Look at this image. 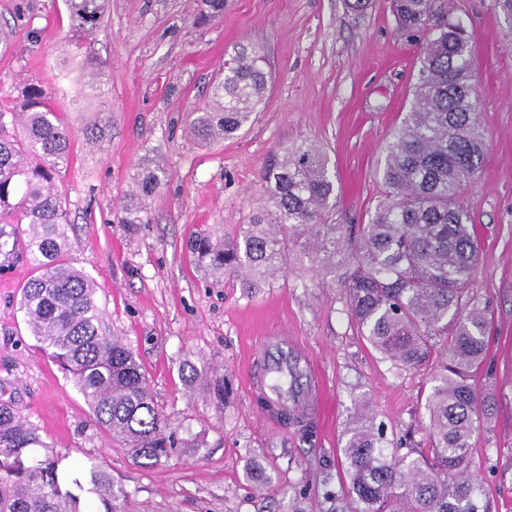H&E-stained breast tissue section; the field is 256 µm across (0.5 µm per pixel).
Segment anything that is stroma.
<instances>
[{"mask_svg":"<svg viewBox=\"0 0 512 512\" xmlns=\"http://www.w3.org/2000/svg\"><path fill=\"white\" fill-rule=\"evenodd\" d=\"M472 35L473 84L487 131L483 171L460 202L479 234L481 259L469 296L486 306V363L471 385L491 394V420L470 457L492 512H512V27L495 0H448ZM197 0H107L94 48L100 98L57 79L65 52L84 47L65 0H0V109L28 82L58 86L72 129L112 115L104 148L74 137L55 178L67 201L69 259L90 275L104 325L132 349L159 412L182 445L156 464L94 425L83 396L31 336L20 308L32 274L0 262V399L21 407L69 462L102 461L122 512H334L347 483L340 461L353 418L366 413L388 436L427 450L434 365L381 359L358 335L342 299L341 272L292 249L268 285L216 281L189 252L192 235L233 234L263 203L260 174L280 147L312 145L335 177L333 222L368 223L384 198V141L409 110L422 40H408L390 0H227L224 15L196 25ZM256 48L269 75L266 98L233 137L209 143L187 117L208 100L224 59ZM165 172L146 223H120L141 163ZM288 328L317 360L323 420L304 429L262 428L246 361L256 336ZM228 394L207 392L206 369Z\"/></svg>","mask_w":512,"mask_h":512,"instance_id":"1","label":"stroma"}]
</instances>
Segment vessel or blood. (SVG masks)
Returning a JSON list of instances; mask_svg holds the SVG:
<instances>
[{
    "label": "vessel or blood",
    "mask_w": 512,
    "mask_h": 512,
    "mask_svg": "<svg viewBox=\"0 0 512 512\" xmlns=\"http://www.w3.org/2000/svg\"><path fill=\"white\" fill-rule=\"evenodd\" d=\"M251 387L265 401L259 417L282 430L289 422L309 418L323 407V389L309 354L292 338L261 337L258 354L250 367Z\"/></svg>",
    "instance_id": "1"
}]
</instances>
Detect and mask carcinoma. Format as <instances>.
<instances>
[{
  "mask_svg": "<svg viewBox=\"0 0 512 512\" xmlns=\"http://www.w3.org/2000/svg\"><path fill=\"white\" fill-rule=\"evenodd\" d=\"M70 18L91 39L105 0H66ZM196 23L224 15V0H199ZM400 27L425 36L410 111L385 142V200L366 224H333L336 186L327 159L312 146L282 147L266 161L265 205L232 236L202 232L189 250L209 276L240 275L260 288L287 262L288 247L313 249L328 269L349 265L346 310L383 359L416 368L438 355L439 384L427 404L431 456L402 454L371 415L349 430L344 465L350 477L347 512H491L471 473L470 439L491 416L486 398L469 384L486 351L488 312L471 303L479 246L462 191L482 168L487 137L472 99V50L462 21L448 28V0H392ZM100 59L90 51L66 56L59 79L76 73L80 94H101ZM268 75L262 57L241 47L224 61L207 106L189 114L202 140L233 136L263 101ZM109 117L83 126L86 145L101 149ZM70 126L51 92L30 83L19 108L0 110V256L28 262L34 275L21 308L40 348L67 373L94 423L122 439L137 458L158 462L174 441L132 350L103 329L93 280L65 261L72 224L54 178L68 165ZM134 196L146 201L163 185L160 169L142 165ZM130 204L121 223H144ZM24 224L26 228L19 229ZM54 450L17 406L0 401V512H83L75 490L96 495L105 512L125 495L104 465L87 467L89 488L65 484Z\"/></svg>",
  "mask_w": 512,
  "mask_h": 512,
  "instance_id": "1",
  "label": "carcinoma"
}]
</instances>
